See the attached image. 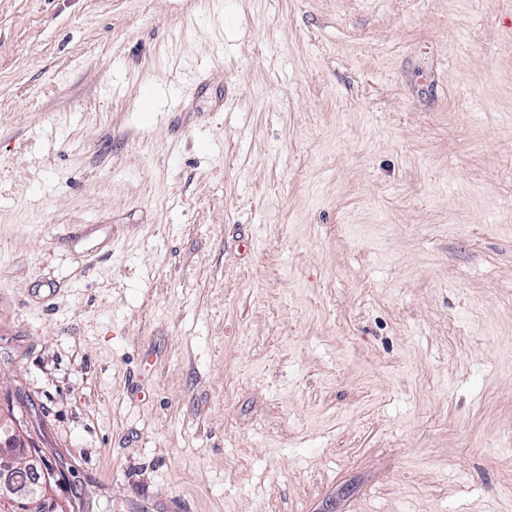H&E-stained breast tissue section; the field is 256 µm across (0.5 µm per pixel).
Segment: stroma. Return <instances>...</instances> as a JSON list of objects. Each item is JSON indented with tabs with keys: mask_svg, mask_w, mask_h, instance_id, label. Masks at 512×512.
<instances>
[{
	"mask_svg": "<svg viewBox=\"0 0 512 512\" xmlns=\"http://www.w3.org/2000/svg\"><path fill=\"white\" fill-rule=\"evenodd\" d=\"M74 512H512V0H0V408Z\"/></svg>",
	"mask_w": 512,
	"mask_h": 512,
	"instance_id": "35a3bbf8",
	"label": "stroma"
}]
</instances>
